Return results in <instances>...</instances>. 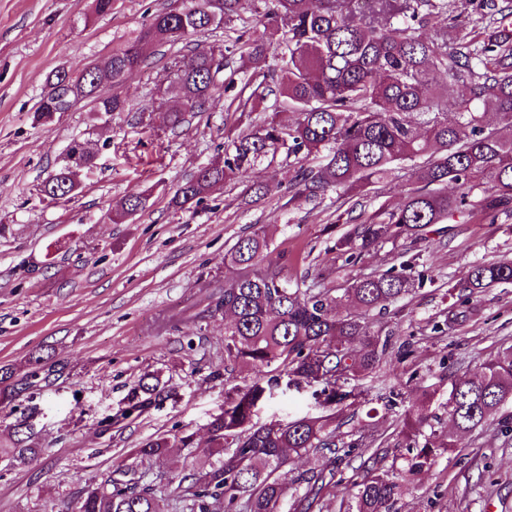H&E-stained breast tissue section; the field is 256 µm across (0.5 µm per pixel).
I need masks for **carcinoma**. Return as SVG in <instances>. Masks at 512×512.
<instances>
[{
	"mask_svg": "<svg viewBox=\"0 0 512 512\" xmlns=\"http://www.w3.org/2000/svg\"><path fill=\"white\" fill-rule=\"evenodd\" d=\"M241 0H170L152 15L139 34L108 59L74 74L55 71L48 84L69 81L94 102L95 112H124L126 102L104 88L136 74L150 43L191 44L183 66L171 62L169 78L175 101L168 109L177 128L187 115L234 80L224 82L216 56L239 55L262 77L247 80L236 99L237 112L267 96L297 114L292 125L266 119L250 125L224 151L221 164L197 171L174 192L175 206L200 204L218 187L250 176L258 157L280 148L299 167L288 183V202L340 197L391 178L410 163V187L394 209L379 208L336 239L345 263L400 238L416 243L435 224L459 223L477 214L494 218L512 212V0H485L486 11L473 20L455 13L450 0H258L255 17L243 21L240 34L220 47L195 40L226 27L239 17ZM442 17L448 25L437 28ZM275 68L267 66L269 53ZM458 88L450 94L435 76ZM453 192H448V185ZM76 189L66 166L48 175L44 197L57 200ZM146 204L143 196L122 199L116 216L130 217ZM235 274L224 278L199 319L231 316L224 324V362L243 363L255 374L252 383L225 391L224 410L207 425L212 459L195 466L163 495L149 478L172 449L194 447V434L174 440L150 438L133 449L103 482L85 489L78 512H314L323 473L283 483L278 472L293 456L329 452L348 456L361 443L337 447L331 428L336 407L355 397L348 380L372 370L388 349V339L371 331L370 313H384L408 295L415 279L406 268L353 281L344 296L360 310L336 317V289L315 291L292 281L270 259L269 242L254 233L240 238L224 254ZM512 283V260L469 266L462 288L472 299L498 284ZM364 341L363 354L356 342ZM41 357L19 376L0 367V395L12 398L37 386ZM316 385L315 403L328 410L260 423L258 406L279 386ZM171 399L155 373L139 378L126 395L127 418ZM448 411L453 430L435 429L437 416L422 415L430 433L408 421L401 434L406 454L403 474L370 472L356 483L351 512H393L404 483L426 474L435 460L456 447L454 436L481 431L490 417L512 409V349L484 367L482 375L451 379ZM0 442V459L13 467L30 465L42 452L35 446L31 421Z\"/></svg>",
	"mask_w": 512,
	"mask_h": 512,
	"instance_id": "1",
	"label": "carcinoma"
}]
</instances>
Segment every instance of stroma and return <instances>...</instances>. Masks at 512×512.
Segmentation results:
<instances>
[{
  "mask_svg": "<svg viewBox=\"0 0 512 512\" xmlns=\"http://www.w3.org/2000/svg\"><path fill=\"white\" fill-rule=\"evenodd\" d=\"M170 0H114L96 15L93 0H0V366L25 370L43 356L49 375L28 396L0 398V437L31 415L43 453L24 468L0 463V512H74L88 487L104 481L142 441L189 430L192 451L174 449L155 468L166 491L207 460L206 425L224 407L228 388L254 374L224 362V320H184L231 271L225 252L264 230L288 279L335 272V285L417 259L427 280L395 303L376 328L391 346L379 366L351 379L359 404L339 410L337 436L363 428L374 438L336 461L322 454L293 458L284 481L308 471L331 474L323 512H340L353 483L369 470L398 468L396 446L406 415L437 411L453 376L475 377L485 363L512 348V284L486 289L473 315L439 332L469 265L512 260V213L495 222L473 218L448 227L445 240L399 239L343 266L334 242L345 225L381 206L397 205L408 170L349 198L328 194L288 204L293 173L287 150L259 158L256 180L269 192L256 199L251 182L226 183L203 204L180 209V182L222 159L241 125L295 113L273 101L244 114L224 109L216 94L204 111L171 127L166 69L185 44L146 46L147 61L118 91L125 111L104 114L81 102L69 112L35 113L51 74L79 72L106 60ZM92 153L74 195L43 198L46 177L69 165L73 143ZM147 196L144 210L116 223L112 209L128 196ZM159 373L173 397L142 416L118 419L108 433L98 423L116 416L143 373ZM436 401H429V394ZM314 405L309 387L275 392L258 407L268 422L301 416ZM395 512H512V432L498 423L460 437L415 480Z\"/></svg>",
  "mask_w": 512,
  "mask_h": 512,
  "instance_id": "obj_1",
  "label": "stroma"
}]
</instances>
